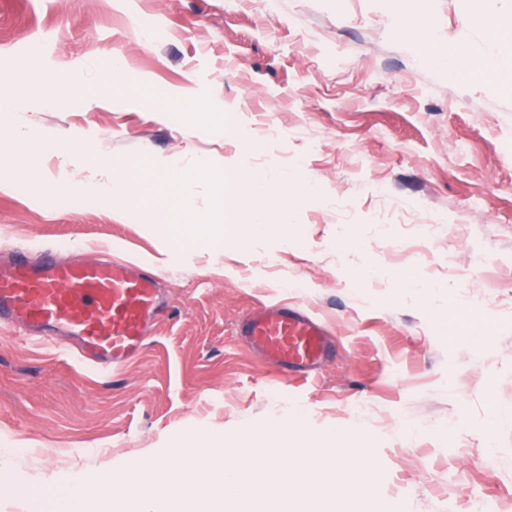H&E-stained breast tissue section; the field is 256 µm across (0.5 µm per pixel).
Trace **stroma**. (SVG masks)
Returning <instances> with one entry per match:
<instances>
[{
  "mask_svg": "<svg viewBox=\"0 0 512 512\" xmlns=\"http://www.w3.org/2000/svg\"><path fill=\"white\" fill-rule=\"evenodd\" d=\"M488 8L425 0L431 37L512 73ZM116 59L122 82L100 80ZM55 75L83 77L87 99H45ZM19 78L29 99L0 127V251L92 261L107 245L161 273L168 307L141 356L105 377L65 343L0 326V481L35 490L0 493V512H54L44 487L61 469L93 484L193 430L214 448L289 420L302 447L353 433L376 462L367 494L294 512H469L475 495L512 512V94L425 57L396 0H278L274 13L268 0H0V94ZM188 95L210 111L179 112ZM18 126L43 137L15 151ZM84 147L139 194L89 190ZM240 161L301 195L242 187L231 245L155 232L181 220L172 175ZM56 176L73 190H47ZM258 214L285 216L297 239L257 235ZM279 301L332 334L316 376H284L238 334ZM451 302L487 318L485 339L445 338L432 312Z\"/></svg>",
  "mask_w": 512,
  "mask_h": 512,
  "instance_id": "obj_1",
  "label": "stroma"
}]
</instances>
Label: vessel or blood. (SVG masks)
<instances>
[{"instance_id": "vessel-or-blood-1", "label": "vessel or blood", "mask_w": 512, "mask_h": 512, "mask_svg": "<svg viewBox=\"0 0 512 512\" xmlns=\"http://www.w3.org/2000/svg\"><path fill=\"white\" fill-rule=\"evenodd\" d=\"M159 302L158 276L146 264L67 261L23 249L0 257V324L40 342L67 338L100 372L141 355ZM239 331L283 371H316L332 347L321 319L285 303L253 310Z\"/></svg>"}]
</instances>
